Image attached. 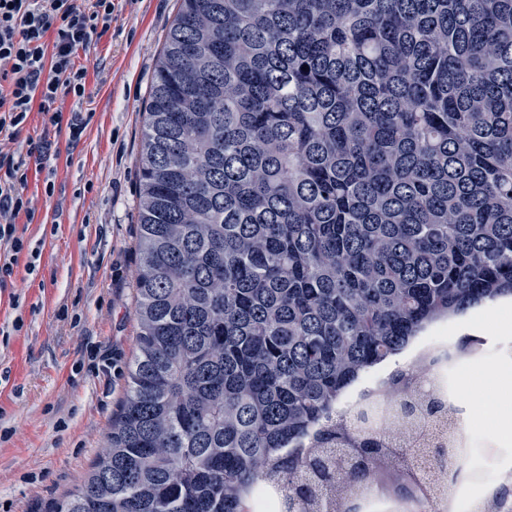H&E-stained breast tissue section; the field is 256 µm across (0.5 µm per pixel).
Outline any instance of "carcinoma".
Listing matches in <instances>:
<instances>
[{
  "instance_id": "carcinoma-1",
  "label": "carcinoma",
  "mask_w": 512,
  "mask_h": 512,
  "mask_svg": "<svg viewBox=\"0 0 512 512\" xmlns=\"http://www.w3.org/2000/svg\"><path fill=\"white\" fill-rule=\"evenodd\" d=\"M135 254L125 395L49 512H251L271 479L280 512H312L352 453L363 480L391 449L336 411L347 387L512 296V0H181Z\"/></svg>"
}]
</instances>
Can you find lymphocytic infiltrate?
I'll return each mask as SVG.
<instances>
[{
    "label": "lymphocytic infiltrate",
    "instance_id": "obj_1",
    "mask_svg": "<svg viewBox=\"0 0 512 512\" xmlns=\"http://www.w3.org/2000/svg\"><path fill=\"white\" fill-rule=\"evenodd\" d=\"M115 9V0H0V288L11 284L27 248L18 219L38 217L27 193L31 177H41L45 196L55 191V173L45 167L51 141L20 134L35 111L45 125H67L71 143L80 141L87 118L79 111L62 117L66 98L86 94L87 71L74 56L110 26Z\"/></svg>",
    "mask_w": 512,
    "mask_h": 512
}]
</instances>
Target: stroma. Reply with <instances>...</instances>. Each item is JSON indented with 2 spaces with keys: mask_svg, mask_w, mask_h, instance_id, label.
I'll return each instance as SVG.
<instances>
[{
  "mask_svg": "<svg viewBox=\"0 0 512 512\" xmlns=\"http://www.w3.org/2000/svg\"><path fill=\"white\" fill-rule=\"evenodd\" d=\"M178 0H127L78 50L90 120L78 144L52 131L47 224L18 222L29 246L0 290V512H48L99 456L135 353V240L143 109ZM496 305L433 323L450 345L494 332Z\"/></svg>",
  "mask_w": 512,
  "mask_h": 512,
  "instance_id": "35a3bbf8",
  "label": "stroma"
}]
</instances>
